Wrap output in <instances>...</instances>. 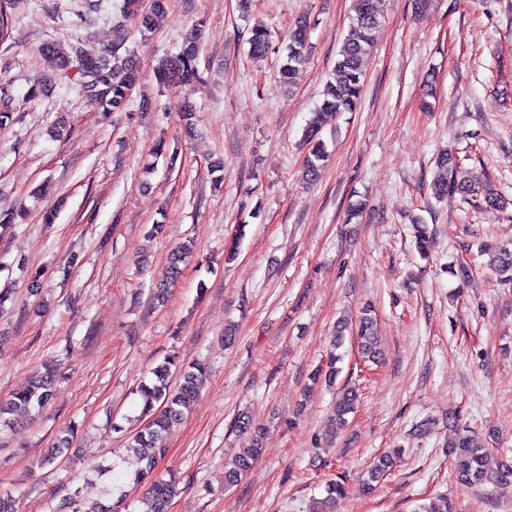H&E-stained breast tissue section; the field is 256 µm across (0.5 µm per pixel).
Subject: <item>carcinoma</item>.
Listing matches in <instances>:
<instances>
[{"mask_svg": "<svg viewBox=\"0 0 512 512\" xmlns=\"http://www.w3.org/2000/svg\"><path fill=\"white\" fill-rule=\"evenodd\" d=\"M165 10V0H152L149 8L142 7L141 0H121L118 6L119 18L135 22L136 29L143 32L152 29L156 14ZM380 23L379 13L374 8V0H357L356 14L352 19L347 34L342 40L336 61V82L328 85L318 110L312 113L304 130L302 139L309 146L303 176L313 179L321 165L328 160L324 141L320 138L322 116L329 112H352L356 108L364 83V62L374 44V34ZM126 35L120 34L112 42V47L97 53L77 51L72 56L61 53L53 43L41 47L42 54L57 69L66 71L73 64L79 65L82 78L80 92L95 106L105 112H123L128 106L131 92L140 77V63L134 51L125 46ZM271 46V32L260 25L251 28L249 54L255 59L267 55ZM309 22L306 16H298L291 25L285 55L278 69V79L283 85L292 83L297 68L303 65L308 56ZM200 43L197 33L188 34L178 51L173 56L163 59L155 71L156 79L163 85L186 86L200 79L198 56ZM16 110L13 97L6 91H0V127L12 122ZM439 175L433 183V194L437 200H444L453 195L473 199L480 209H502L507 201L492 185L477 177H457L458 165L448 153L439 155L435 160ZM415 242L418 252L425 256L430 250L432 239L427 225L418 223L414 227ZM191 249L181 246L174 249L168 257L164 278L153 294V299L160 303L164 300L168 286L176 281L181 273V265L190 256ZM499 281H512V250L504 247L491 258ZM347 323H336V336L325 367L310 376L314 384L324 380L336 383L340 373L337 363L341 356L336 350L342 347ZM358 347L363 358L378 363L383 356V345L378 335L372 310L366 307L356 325ZM178 373V381L171 383L173 373ZM150 382L138 387V394L143 403V414L147 420L129 436L130 448H156L158 455L146 458L143 466L134 472V483L150 480L148 498L150 508L145 512H168L169 505L177 493V477L169 473L168 478L154 475L160 455L165 448L167 432L178 424L184 412L194 403L199 388L209 375V367L201 362L189 366H180L176 357L168 356L152 371ZM64 374L56 367H47L36 372L30 384L14 393L5 402H0V430L7 429L17 419L33 410L48 406L55 398L56 386ZM358 402L355 388L343 386L336 397V403L330 416L331 429L316 438V445L322 447L333 442L336 429L347 423V416L354 412ZM72 436L57 438L53 446L46 450L37 461L40 467L58 465L61 458L70 450ZM261 448L256 447L246 457H236L225 465L224 482L227 486L235 485L244 473L249 471L257 460ZM402 449L383 453L376 457L366 472L364 486L366 491H373L377 484L394 465L396 455ZM451 457L449 478L463 489L512 485V459L508 457L491 458L492 450L465 428L456 439L448 444ZM326 496L318 502L316 510L327 512L329 506L347 493L346 482L339 476L328 482ZM129 505L120 499L112 504H98L89 508L75 506L73 512H128Z\"/></svg>", "mask_w": 512, "mask_h": 512, "instance_id": "1", "label": "carcinoma"}]
</instances>
